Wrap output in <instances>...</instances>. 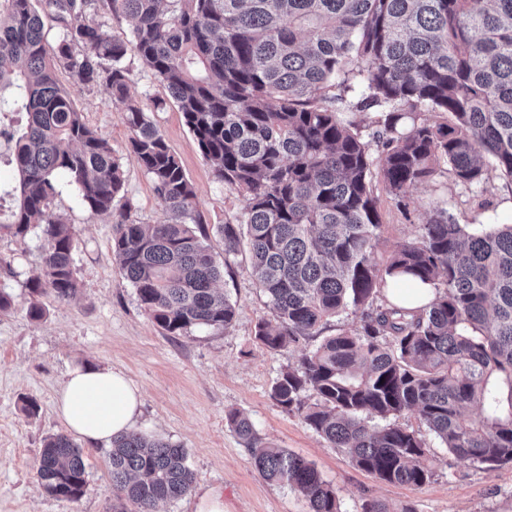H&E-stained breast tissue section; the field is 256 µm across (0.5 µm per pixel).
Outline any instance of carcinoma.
<instances>
[{
  "mask_svg": "<svg viewBox=\"0 0 512 512\" xmlns=\"http://www.w3.org/2000/svg\"><path fill=\"white\" fill-rule=\"evenodd\" d=\"M100 10L132 19L131 38L104 36ZM43 11L62 29L53 46ZM129 54L166 87L215 177L243 198L220 234L226 267L247 237L275 313L256 339L297 347L342 312L360 315L358 328L281 370L271 397L385 482L433 477L425 442L397 422L412 410L456 460L512 464V224L469 233L443 211L380 264L372 186L377 174L400 199L445 165L467 186L512 180V0H0V112L27 115L20 131L0 121L18 175L0 230L40 229L28 317L44 318L41 295L68 301L78 290L73 226L50 211L60 178L92 215L114 213L125 197L121 165L60 85L63 70L85 86L106 77L167 206L165 222L144 224L124 202L112 254L152 321L181 336L227 328L235 307L215 288L221 270L193 185L129 96ZM346 111L376 113V129L364 134L342 120ZM424 112L453 121L432 124ZM406 278L432 285L435 299L379 304ZM227 423L265 480L300 490L310 512H340L311 464L237 412ZM109 459L120 508L158 512L194 482L184 449L139 431L112 440ZM36 473L58 499L76 501L87 487L82 450L65 434L44 440Z\"/></svg>",
  "mask_w": 512,
  "mask_h": 512,
  "instance_id": "obj_1",
  "label": "carcinoma"
}]
</instances>
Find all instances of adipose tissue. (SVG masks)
<instances>
[{"label":"adipose tissue","mask_w":512,"mask_h":512,"mask_svg":"<svg viewBox=\"0 0 512 512\" xmlns=\"http://www.w3.org/2000/svg\"><path fill=\"white\" fill-rule=\"evenodd\" d=\"M141 405L139 389L123 371L85 364L69 371L57 398L68 430L92 448L129 431Z\"/></svg>","instance_id":"adipose-tissue-1"}]
</instances>
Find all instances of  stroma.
<instances>
[{"mask_svg":"<svg viewBox=\"0 0 512 512\" xmlns=\"http://www.w3.org/2000/svg\"><path fill=\"white\" fill-rule=\"evenodd\" d=\"M126 65L133 78L130 95L179 158L194 186L215 261L222 264L224 245L217 227L238 213L242 202L215 179L167 89L136 56H128ZM59 80L88 124L111 145L138 220L164 221L166 205L130 149L132 132L106 81L84 86L64 74ZM373 189L382 219L381 262L397 246L416 240L421 224L440 209L471 230L512 224V183L497 177L469 188L445 172L411 187L399 202L381 179H374ZM50 209L74 227L79 290L67 302L44 296L42 320L26 315V281L40 265V241L33 233L22 239L0 231V257L11 262L0 266V291L12 300L11 309L0 312V512H113L107 447L84 449L87 487L78 501L47 494L36 477L44 439L65 429L56 411L58 392L79 363L125 372L142 392L136 429L185 448L194 489L222 490L224 512H309L298 491L258 474L249 450L226 422L230 411L246 415L262 437L312 463L335 488L341 512H363L370 500L385 503L392 512L406 507L412 512H512V465L489 471L458 463L416 412L403 413L399 422L417 431L430 448L434 475L420 487L390 484L358 469L344 449L331 447L300 416L285 411L272 398L271 387L282 369L297 364L301 352L271 351L256 340L257 323L275 315L256 286L248 252L233 258L216 283L236 306L231 326L168 336L144 312L113 258L112 217L88 213L67 185ZM28 398L38 403L32 416L22 410Z\"/></svg>","mask_w":512,"mask_h":512,"instance_id":"stroma-1","label":"stroma"}]
</instances>
